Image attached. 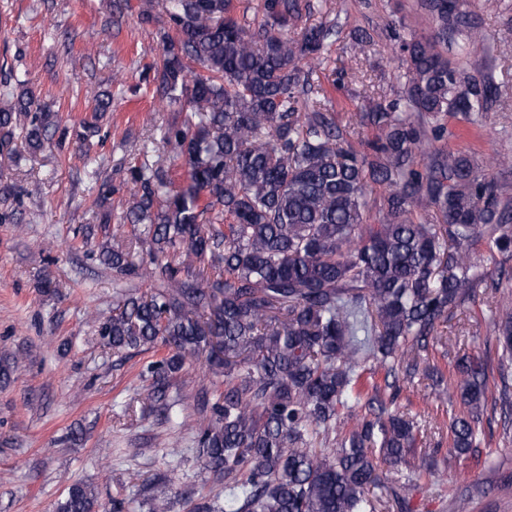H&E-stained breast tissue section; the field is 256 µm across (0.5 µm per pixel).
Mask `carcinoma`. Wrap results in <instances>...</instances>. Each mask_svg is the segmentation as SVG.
Returning a JSON list of instances; mask_svg holds the SVG:
<instances>
[{"label":"carcinoma","instance_id":"cac0c4a2","mask_svg":"<svg viewBox=\"0 0 512 512\" xmlns=\"http://www.w3.org/2000/svg\"><path fill=\"white\" fill-rule=\"evenodd\" d=\"M231 0H165L176 31L164 34L157 90L181 121L155 136L187 169L173 193L165 171L142 158L123 220L158 270L140 293L131 249L113 240L112 183L95 223L82 228L102 263L128 285L94 323L115 352L162 347L149 367L151 396L191 361L224 376V395L200 429L206 466L224 479V503L194 512H380L369 492L378 464H410L412 419L392 413L399 374L449 316L475 296L473 247L512 252V197L463 152L434 147L448 117L486 111L496 95L448 58L471 34L459 0H419L430 37L399 39L403 95L373 100L360 120L377 131L368 151L347 146L299 66L336 34L310 23L311 0H263L254 29L228 16ZM57 114L30 88L0 85V148L22 136L42 150ZM428 156L420 164L419 158ZM384 189L379 218L367 196ZM502 372L512 367V303L494 301ZM467 415L452 416V449L478 447L487 405L482 362L452 374ZM371 417L338 436L342 413ZM97 497L70 484L55 512H97Z\"/></svg>","mask_w":512,"mask_h":512}]
</instances>
